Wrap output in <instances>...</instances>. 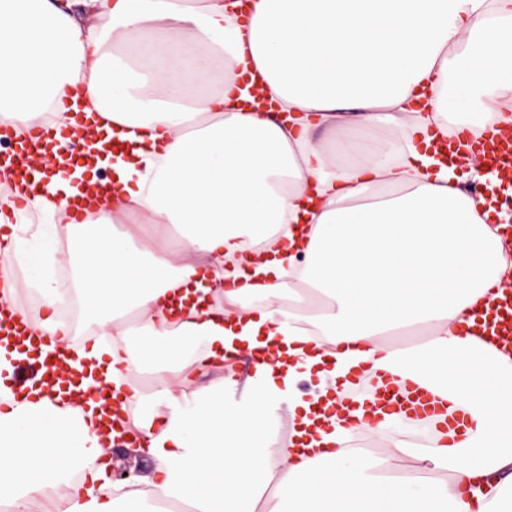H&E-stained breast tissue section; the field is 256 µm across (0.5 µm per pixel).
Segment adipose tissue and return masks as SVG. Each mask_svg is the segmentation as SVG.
<instances>
[{"instance_id":"ef3b65f1","label":"adipose tissue","mask_w":512,"mask_h":512,"mask_svg":"<svg viewBox=\"0 0 512 512\" xmlns=\"http://www.w3.org/2000/svg\"><path fill=\"white\" fill-rule=\"evenodd\" d=\"M46 113L56 131L110 119L124 149L86 166L119 186L90 223L68 221L80 188L57 176L0 206V258L24 267L29 225L55 217L76 277L45 278L43 304L78 296L94 326L70 361L83 409L35 379L15 398L6 376L30 353L0 345L1 506L256 512L273 483L281 512H505L512 358L467 329L512 284V245L488 223L508 214L456 175L474 147L442 164L431 145L512 123V0H0V121L21 139ZM404 332L428 341L384 346ZM244 351L258 361L241 402L230 376L186 390ZM369 369L427 389L459 426L417 453L390 440L376 463L344 451L356 423L401 420L343 405ZM150 400L166 419L132 425L156 467L121 493L92 425L105 402ZM281 403L308 445L273 457ZM408 456L449 479L393 475Z\"/></svg>"}]
</instances>
